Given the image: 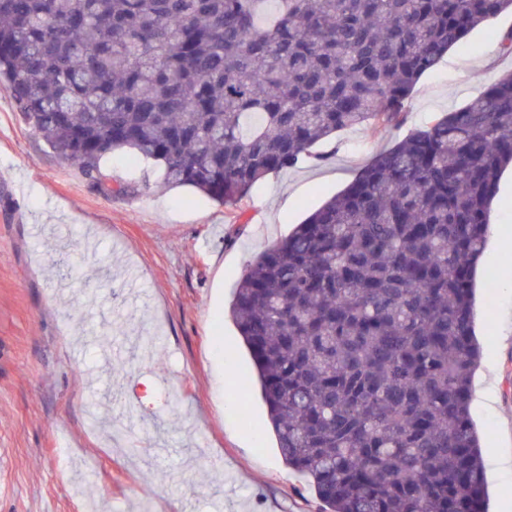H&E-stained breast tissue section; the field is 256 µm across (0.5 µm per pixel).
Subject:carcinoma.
I'll list each match as a JSON object with an SVG mask.
<instances>
[{"label":"carcinoma","instance_id":"carcinoma-1","mask_svg":"<svg viewBox=\"0 0 512 512\" xmlns=\"http://www.w3.org/2000/svg\"><path fill=\"white\" fill-rule=\"evenodd\" d=\"M512 0H0V90L99 187L126 150L226 204L404 122ZM512 164V72L376 153L254 257L229 308L323 512H485L475 265Z\"/></svg>","mask_w":512,"mask_h":512}]
</instances>
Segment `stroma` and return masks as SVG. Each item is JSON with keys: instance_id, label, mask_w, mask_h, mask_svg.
<instances>
[{"instance_id": "stroma-1", "label": "stroma", "mask_w": 512, "mask_h": 512, "mask_svg": "<svg viewBox=\"0 0 512 512\" xmlns=\"http://www.w3.org/2000/svg\"><path fill=\"white\" fill-rule=\"evenodd\" d=\"M509 31L507 11L450 49L416 84L400 126L338 132L318 146L322 161L269 174L233 204L164 185L124 151L106 163L107 189L92 187L0 91V512H86L91 482L98 512H321L284 464L259 394L236 393L253 363L228 315L233 293L256 254L375 153L512 71L493 39ZM119 182L126 193H112ZM489 221L473 383L495 402H472L471 417L488 512H512V474H496L512 437L510 167ZM157 326L163 339L142 357L129 341ZM104 331L121 360L107 362Z\"/></svg>"}]
</instances>
